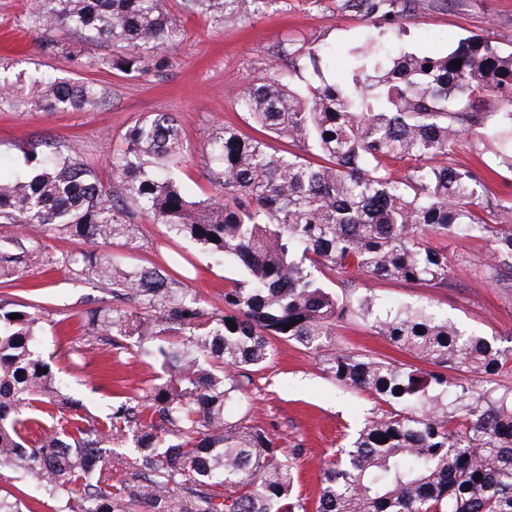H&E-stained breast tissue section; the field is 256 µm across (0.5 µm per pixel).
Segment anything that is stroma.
Instances as JSON below:
<instances>
[{
  "label": "stroma",
  "instance_id": "obj_1",
  "mask_svg": "<svg viewBox=\"0 0 512 512\" xmlns=\"http://www.w3.org/2000/svg\"><path fill=\"white\" fill-rule=\"evenodd\" d=\"M184 0H165L181 37L168 52L161 69L126 75L116 70L91 69L86 60L113 55L110 44L77 34L65 27L51 31L57 52L42 49L43 39L25 25L30 0H0V60L14 70H53L80 80H96L108 90L105 103L88 112H0V174L23 165V150L35 139L64 148L75 147L91 162L105 188H112L107 149H120L127 128L152 112H172L180 121L187 148L180 179L192 196L216 191L215 166L205 145L219 126L241 130L249 125L231 92L262 77L275 64L280 43L295 40L332 49L330 70L346 72L352 48L375 39L389 56L408 49L442 55L469 35L478 34L501 52H512V0H426L422 11L390 23L352 13H339L336 0H265L253 19L223 28L210 18L185 12ZM482 177L486 194L495 200L512 199V170L476 140L462 136L448 157ZM134 239L105 247L104 255H118L138 267L175 262L188 270V288L206 312L224 308V290L237 272L215 264L187 239L169 237L164 225L138 210L133 214ZM40 259L22 266L10 282L0 285V300L39 319L38 350L53 369L65 370L66 391L91 412L107 413L112 404L141 395L162 373L154 359L138 356L135 340L122 349L96 342L83 326L86 311L112 304L109 288L57 266L63 253L84 243L57 233L39 235ZM448 252L458 266L448 286L430 290L399 280H370L366 286L384 308L431 298L442 312L466 328L496 338L512 348V288L498 282L484 241L453 238ZM340 347L370 351L399 362L407 353L362 326L338 329ZM278 354L257 371H238L236 379L247 400L246 409H232L229 421L248 415L281 448L299 444L305 450L297 462L303 497L316 499L320 471L339 446L347 444L354 428L370 416L374 402L364 391L345 390L323 371L313 354L295 344L278 343Z\"/></svg>",
  "mask_w": 512,
  "mask_h": 512
}]
</instances>
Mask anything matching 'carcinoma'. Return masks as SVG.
Here are the masks:
<instances>
[{"label": "carcinoma", "mask_w": 512, "mask_h": 512, "mask_svg": "<svg viewBox=\"0 0 512 512\" xmlns=\"http://www.w3.org/2000/svg\"><path fill=\"white\" fill-rule=\"evenodd\" d=\"M337 2L342 13L390 21L424 0ZM262 3L185 0V8L226 26ZM163 4L33 0L29 27L119 44L121 55L88 66L139 73L160 65L157 52L178 37ZM275 56L267 76L234 94L257 135L226 125L208 142L217 195L196 200L180 182L185 146L169 113L135 122L106 156L116 191L75 150L42 142L25 147L14 179L0 180V224L126 244L136 206L239 276L224 289V312L207 313L163 267H129L91 249L65 255L70 271L111 286L118 302L86 313L97 339L119 348L134 336L139 354L164 371L104 416L68 396L36 351L38 318L20 310L12 319L0 304V469L38 481L56 512H128L133 503L145 512H512V386L496 379L512 352L428 303L384 312L355 284L361 276L446 288L448 251L428 239L459 235L490 242L512 282V206L489 223L480 177L446 162L460 136L472 135L512 169V53L468 37L446 55L388 59L371 41L352 50L338 83L326 78L328 52L318 45L279 46ZM105 96L94 81L0 66V105L11 112L88 111ZM486 97L503 109L493 125L477 103ZM271 134L296 151L274 150ZM394 162L406 164L398 178ZM31 253L17 238L0 241V279ZM327 276L345 293L328 288ZM359 324L431 368L337 347L336 329ZM275 340L325 356L337 384L377 406L336 451L312 503L296 492L301 445L284 459L247 417L226 420L231 404L245 402L233 372L268 363ZM125 437L137 456L117 485L110 444Z\"/></svg>", "instance_id": "carcinoma-1"}]
</instances>
